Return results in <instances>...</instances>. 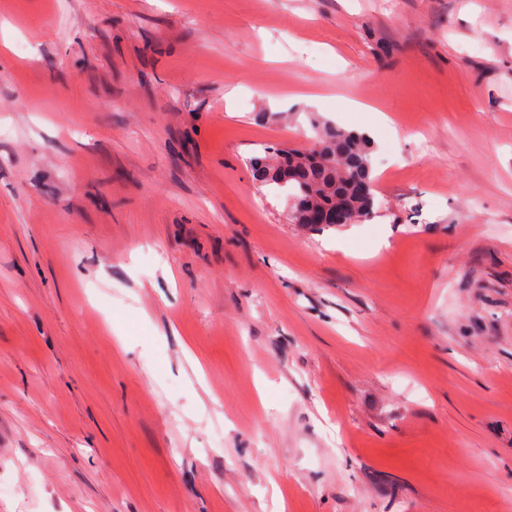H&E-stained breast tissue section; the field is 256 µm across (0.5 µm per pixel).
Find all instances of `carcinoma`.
<instances>
[{"mask_svg":"<svg viewBox=\"0 0 512 512\" xmlns=\"http://www.w3.org/2000/svg\"><path fill=\"white\" fill-rule=\"evenodd\" d=\"M312 128L311 141L340 155L337 164L324 166L298 150L279 152L266 147L264 154L249 161L253 180L284 195L293 210L339 202L348 211L352 223L371 218L376 210V177L371 164L370 138L326 123L314 124Z\"/></svg>","mask_w":512,"mask_h":512,"instance_id":"obj_1","label":"carcinoma"}]
</instances>
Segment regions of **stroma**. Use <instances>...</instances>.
Masks as SVG:
<instances>
[{"label":"stroma","mask_w":512,"mask_h":512,"mask_svg":"<svg viewBox=\"0 0 512 512\" xmlns=\"http://www.w3.org/2000/svg\"><path fill=\"white\" fill-rule=\"evenodd\" d=\"M0 512H512V0H0ZM313 143L324 145L340 155L335 156L315 147L316 160L298 150L265 147L264 154L249 161L251 176L260 186L284 195L287 205L295 211L299 206L329 205L340 202L355 224L371 218L376 210V195L368 136L357 131H344L330 124H312ZM289 175V178H288ZM352 180L359 185L354 186Z\"/></svg>","instance_id":"1"}]
</instances>
